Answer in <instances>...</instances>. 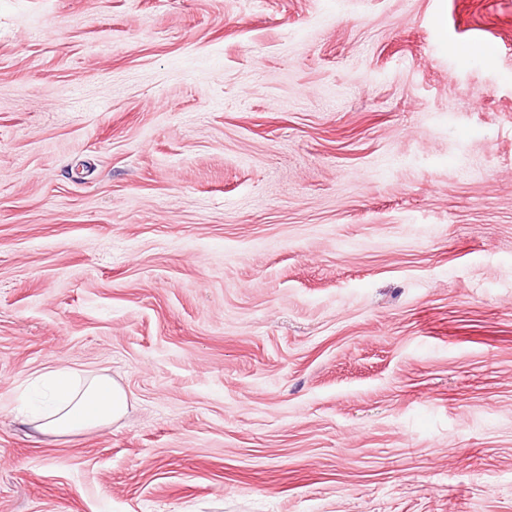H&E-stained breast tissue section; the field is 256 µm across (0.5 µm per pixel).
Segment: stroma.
I'll list each match as a JSON object with an SVG mask.
<instances>
[{
	"label": "stroma",
	"instance_id": "1",
	"mask_svg": "<svg viewBox=\"0 0 512 512\" xmlns=\"http://www.w3.org/2000/svg\"><path fill=\"white\" fill-rule=\"evenodd\" d=\"M117 424L20 419L47 368ZM0 512H512V0H0ZM42 385L38 402L23 417L44 435L90 432L118 423L126 415V390L106 374L80 375L57 367L37 377Z\"/></svg>",
	"mask_w": 512,
	"mask_h": 512
}]
</instances>
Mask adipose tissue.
Masks as SVG:
<instances>
[{
	"mask_svg": "<svg viewBox=\"0 0 512 512\" xmlns=\"http://www.w3.org/2000/svg\"><path fill=\"white\" fill-rule=\"evenodd\" d=\"M42 393L24 414L25 421L44 435L90 432L118 423L126 415V390L106 374L80 375L68 367L40 374Z\"/></svg>",
	"mask_w": 512,
	"mask_h": 512,
	"instance_id": "adipose-tissue-1",
	"label": "adipose tissue"
}]
</instances>
